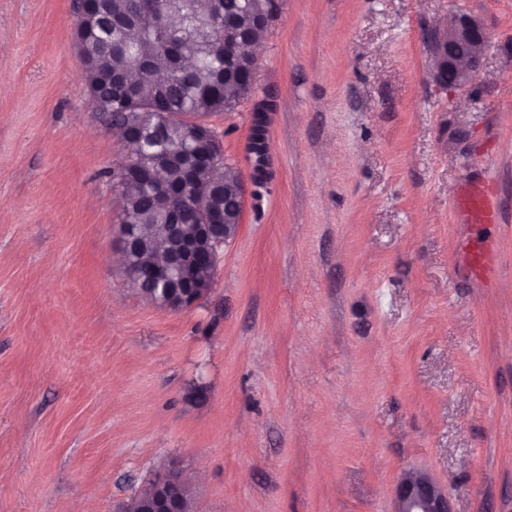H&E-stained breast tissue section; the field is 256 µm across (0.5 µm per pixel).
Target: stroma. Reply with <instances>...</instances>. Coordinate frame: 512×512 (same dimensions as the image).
Returning <instances> with one entry per match:
<instances>
[{
    "mask_svg": "<svg viewBox=\"0 0 512 512\" xmlns=\"http://www.w3.org/2000/svg\"><path fill=\"white\" fill-rule=\"evenodd\" d=\"M76 3L0 0V512H112L174 461L205 469L192 512H393L416 470L512 512V0H274L253 96L210 119L242 223L179 311L112 257L126 147ZM461 13L489 48L449 92ZM473 184L497 223L457 217ZM432 77L437 85L453 91L471 86L483 65L489 37L482 20L474 15L456 16L446 32L433 37Z\"/></svg>",
    "mask_w": 512,
    "mask_h": 512,
    "instance_id": "obj_1",
    "label": "stroma"
}]
</instances>
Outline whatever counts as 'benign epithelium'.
Returning <instances> with one entry per match:
<instances>
[{
    "label": "benign epithelium",
    "instance_id": "benign-epithelium-1",
    "mask_svg": "<svg viewBox=\"0 0 512 512\" xmlns=\"http://www.w3.org/2000/svg\"><path fill=\"white\" fill-rule=\"evenodd\" d=\"M434 65L432 77L437 85L464 91L471 86L483 65L489 37L482 20L462 14L448 25L446 32L433 37ZM190 155L193 171L202 175L224 165V152L216 148L213 128L201 124L195 129ZM193 209L203 215L204 222L185 233L179 225H168L165 255L161 264L143 262L148 244L141 224L119 226L122 268L127 274L149 277L161 285L153 302L179 310L195 304L212 288L217 277L224 245L237 234L238 225L226 223L224 215L210 206V201L193 192L183 193ZM185 478L173 465L158 472L151 481L153 492L144 496L137 512H184L178 491ZM393 512H451L448 493L426 472H412L396 486Z\"/></svg>",
    "mask_w": 512,
    "mask_h": 512
}]
</instances>
